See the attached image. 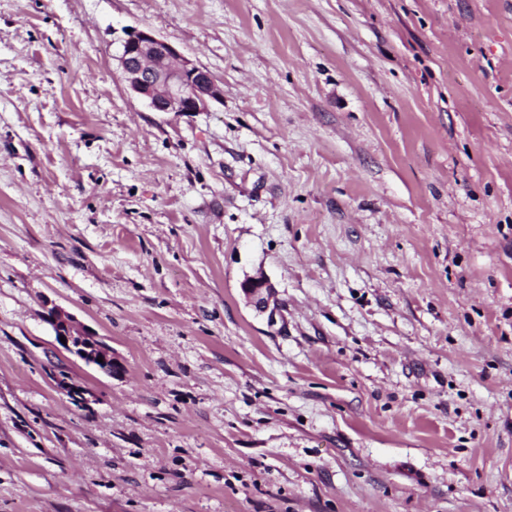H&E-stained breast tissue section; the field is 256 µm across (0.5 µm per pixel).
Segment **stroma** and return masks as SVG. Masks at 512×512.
Segmentation results:
<instances>
[{"label":"stroma","instance_id":"35a3bbf8","mask_svg":"<svg viewBox=\"0 0 512 512\" xmlns=\"http://www.w3.org/2000/svg\"><path fill=\"white\" fill-rule=\"evenodd\" d=\"M0 512H512V0H0ZM115 60L133 94L157 112H205L224 90L203 67L148 29L126 33ZM245 296L259 309H267L272 298V286L263 275L246 279L241 285ZM46 319L53 328L57 341L65 350L109 376L118 370L119 367L112 358V351L107 345L90 329L79 324L70 313L54 305L47 309ZM61 336L66 338V344L60 341ZM99 356H102L103 363L97 361Z\"/></svg>","mask_w":512,"mask_h":512}]
</instances>
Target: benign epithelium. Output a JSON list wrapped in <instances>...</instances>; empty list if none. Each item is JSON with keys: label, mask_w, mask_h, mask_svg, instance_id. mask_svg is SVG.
Segmentation results:
<instances>
[{"label": "benign epithelium", "mask_w": 512, "mask_h": 512, "mask_svg": "<svg viewBox=\"0 0 512 512\" xmlns=\"http://www.w3.org/2000/svg\"><path fill=\"white\" fill-rule=\"evenodd\" d=\"M115 60L131 92L157 112H206L224 99L223 88L206 69L148 29L126 33ZM241 288L257 308L269 307L272 286L264 276L246 279ZM46 319L56 337L66 338L65 350L109 376L118 370L107 345L70 313L54 305Z\"/></svg>", "instance_id": "obj_1"}]
</instances>
